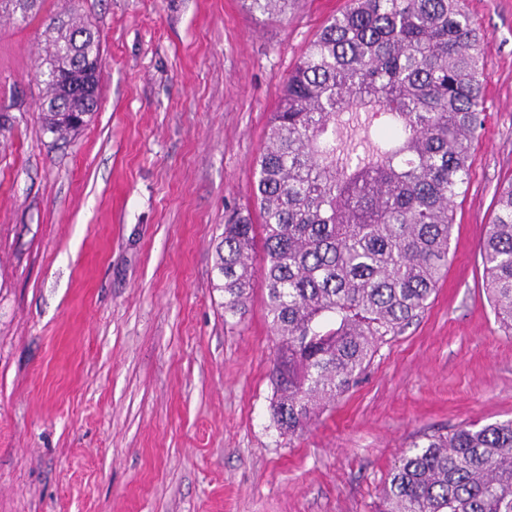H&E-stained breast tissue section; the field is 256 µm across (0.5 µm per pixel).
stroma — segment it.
Masks as SVG:
<instances>
[{"instance_id": "1", "label": "stroma", "mask_w": 512, "mask_h": 512, "mask_svg": "<svg viewBox=\"0 0 512 512\" xmlns=\"http://www.w3.org/2000/svg\"><path fill=\"white\" fill-rule=\"evenodd\" d=\"M347 0H47L100 36L101 100L42 131L41 20L0 17V512H377L422 434L512 418V335L481 246L512 181V0H464L486 119L455 200L448 272L360 381L295 434L272 419L262 264L225 319L216 247L253 209L288 74Z\"/></svg>"}]
</instances>
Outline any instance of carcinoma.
<instances>
[{
  "label": "carcinoma",
  "mask_w": 512,
  "mask_h": 512,
  "mask_svg": "<svg viewBox=\"0 0 512 512\" xmlns=\"http://www.w3.org/2000/svg\"><path fill=\"white\" fill-rule=\"evenodd\" d=\"M46 0H0L21 24ZM263 14L290 0H247ZM89 24L44 29L42 65L80 69L67 44ZM481 37L460 0H348L288 74L260 154L253 196L263 230L267 317L279 344L272 416L288 434L346 392L377 345L415 319L448 269L453 200L468 184L485 121ZM45 132L78 130L52 110ZM256 227L224 225L216 267L224 317H242ZM489 303L512 335V182L481 248ZM379 512H512V420L413 441Z\"/></svg>",
  "instance_id": "carcinoma-1"
}]
</instances>
